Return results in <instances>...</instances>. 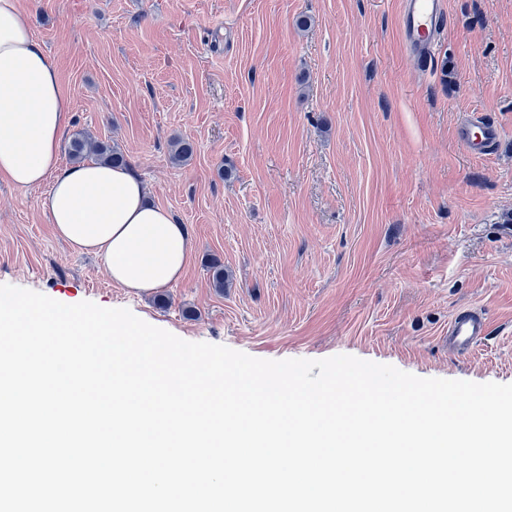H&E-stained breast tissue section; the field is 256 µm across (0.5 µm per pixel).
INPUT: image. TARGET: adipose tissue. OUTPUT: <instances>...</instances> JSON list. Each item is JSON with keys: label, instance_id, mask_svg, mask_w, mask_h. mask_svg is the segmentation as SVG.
Segmentation results:
<instances>
[{"label": "adipose tissue", "instance_id": "adipose-tissue-1", "mask_svg": "<svg viewBox=\"0 0 512 512\" xmlns=\"http://www.w3.org/2000/svg\"><path fill=\"white\" fill-rule=\"evenodd\" d=\"M68 97L18 0H0V177L21 188L50 182L41 208L58 238L100 257L113 282L134 293L176 281L190 237L149 199L129 168L97 162L59 167Z\"/></svg>", "mask_w": 512, "mask_h": 512}]
</instances>
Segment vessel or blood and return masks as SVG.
Returning a JSON list of instances; mask_svg holds the SVG:
<instances>
[{
    "label": "vessel or blood",
    "instance_id": "1",
    "mask_svg": "<svg viewBox=\"0 0 512 512\" xmlns=\"http://www.w3.org/2000/svg\"><path fill=\"white\" fill-rule=\"evenodd\" d=\"M446 21L445 0H401L398 28L404 46L420 64L431 61L436 39ZM498 126L484 117L475 116L458 129V137L469 154L488 155L499 141ZM489 334L484 312L468 307L458 310L448 324V345L467 352Z\"/></svg>",
    "mask_w": 512,
    "mask_h": 512
}]
</instances>
